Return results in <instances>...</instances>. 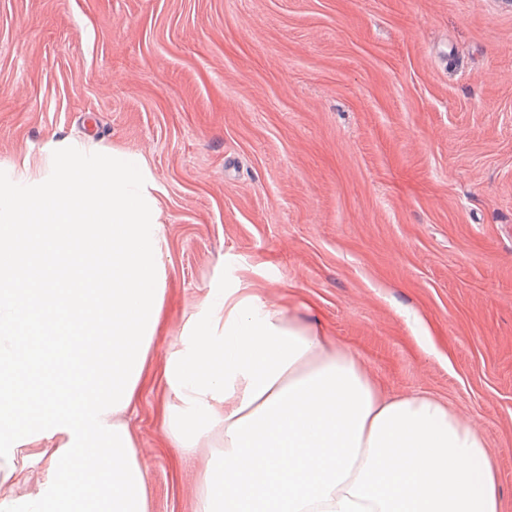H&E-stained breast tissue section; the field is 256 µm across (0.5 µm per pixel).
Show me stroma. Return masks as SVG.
<instances>
[{
    "label": "stroma",
    "mask_w": 512,
    "mask_h": 512,
    "mask_svg": "<svg viewBox=\"0 0 512 512\" xmlns=\"http://www.w3.org/2000/svg\"><path fill=\"white\" fill-rule=\"evenodd\" d=\"M52 139L164 190L149 512L198 510L212 451L172 448L161 374L237 278L471 422L512 512V0H0V169Z\"/></svg>",
    "instance_id": "1"
}]
</instances>
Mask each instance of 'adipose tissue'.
Wrapping results in <instances>:
<instances>
[{"instance_id": "ef3b65f1", "label": "adipose tissue", "mask_w": 512, "mask_h": 512, "mask_svg": "<svg viewBox=\"0 0 512 512\" xmlns=\"http://www.w3.org/2000/svg\"><path fill=\"white\" fill-rule=\"evenodd\" d=\"M45 150V174L0 173V461L21 489L0 512H147L125 415L163 305L162 189L117 150ZM163 382L179 454L216 444L199 512H501L476 427L432 395L380 392L242 281L207 290ZM26 454L44 466L33 488Z\"/></svg>"}]
</instances>
